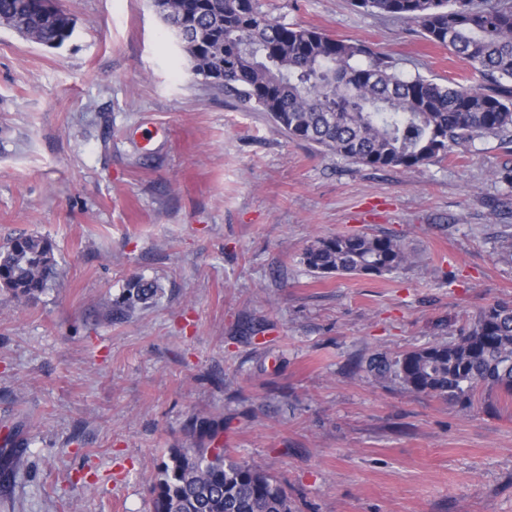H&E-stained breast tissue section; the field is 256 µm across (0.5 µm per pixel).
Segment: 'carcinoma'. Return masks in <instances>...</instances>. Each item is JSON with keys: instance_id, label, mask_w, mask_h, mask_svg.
Returning <instances> with one entry per match:
<instances>
[{"instance_id": "1", "label": "carcinoma", "mask_w": 512, "mask_h": 512, "mask_svg": "<svg viewBox=\"0 0 512 512\" xmlns=\"http://www.w3.org/2000/svg\"><path fill=\"white\" fill-rule=\"evenodd\" d=\"M172 30L188 25L192 73L247 112H263L293 142L371 167L411 168L492 135L512 145V0H352L366 12L412 22L430 43L468 62L486 80L473 88L405 76L362 42L261 13L255 0H152ZM0 23L47 47L73 32L42 0H0ZM410 261L399 241L347 234L315 240L303 253L322 277L393 273ZM56 270L49 239L24 234L0 246V288L25 301ZM158 293L136 282L119 302L131 313ZM369 369L408 389L466 407L479 390L512 396V304L493 302L452 344H432ZM213 419L189 418L191 448H173L151 488L152 512H292L281 485L216 444Z\"/></svg>"}]
</instances>
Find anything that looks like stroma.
Listing matches in <instances>:
<instances>
[{
	"label": "stroma",
	"instance_id": "obj_1",
	"mask_svg": "<svg viewBox=\"0 0 512 512\" xmlns=\"http://www.w3.org/2000/svg\"><path fill=\"white\" fill-rule=\"evenodd\" d=\"M367 43L407 76H482L405 21L349 0H256ZM58 48L0 25V245L47 237L57 275L0 289V512H151L190 415L284 488L292 512H512V398L467 407L367 370L451 344L512 303V151L374 169L295 143L193 75L150 0H58ZM392 236L411 261L322 277L315 239ZM158 295L114 313L133 282Z\"/></svg>",
	"mask_w": 512,
	"mask_h": 512
}]
</instances>
